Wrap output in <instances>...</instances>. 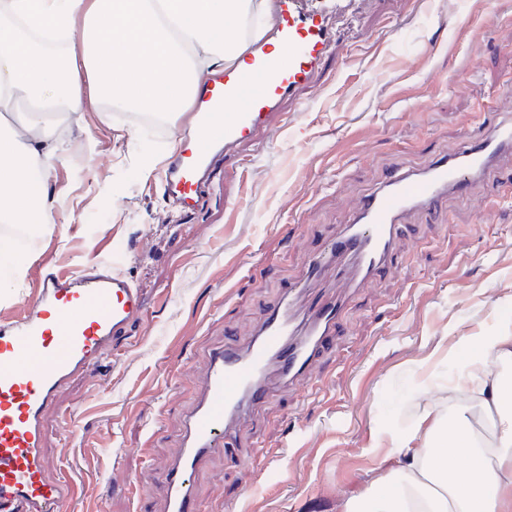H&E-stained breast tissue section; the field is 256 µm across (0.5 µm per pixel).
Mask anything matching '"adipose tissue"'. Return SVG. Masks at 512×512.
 <instances>
[{
  "label": "adipose tissue",
  "mask_w": 512,
  "mask_h": 512,
  "mask_svg": "<svg viewBox=\"0 0 512 512\" xmlns=\"http://www.w3.org/2000/svg\"><path fill=\"white\" fill-rule=\"evenodd\" d=\"M0 0V223L47 224L62 193L49 174L64 152L52 105L71 111L109 100L156 115L183 111L217 63L242 66L246 31L271 20L266 0ZM82 26L79 55L58 66L43 33ZM479 356L458 371L491 419L482 439L468 408L427 413L409 434L391 436L411 460L394 491L355 512H512V384L484 368L512 363V321L476 336Z\"/></svg>",
  "instance_id": "1"
}]
</instances>
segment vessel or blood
<instances>
[{
	"mask_svg": "<svg viewBox=\"0 0 512 512\" xmlns=\"http://www.w3.org/2000/svg\"><path fill=\"white\" fill-rule=\"evenodd\" d=\"M275 10L272 35L252 42L244 67L217 72L197 90L192 146L163 175L182 212L197 207L222 153L256 141L282 104H299V90L336 47L324 0H275ZM228 100L235 111H225ZM511 151L512 122L503 121L422 172H390L359 200L351 230L331 246L332 258L353 261L358 280L374 277L411 213L436 216L449 194L495 178L498 158ZM294 305L290 294L267 310L245 348L210 353L177 455L163 472L140 478L141 500L156 494L162 512H200L195 475L203 462L234 439L247 409L270 401L272 378L292 385L307 377L335 336L345 302L334 295L309 304L301 332L292 325ZM143 311L135 283L102 266L48 273L19 315L0 318V512H56L67 499L68 488L52 477L44 454L45 415L77 373L119 354Z\"/></svg>",
	"mask_w": 512,
	"mask_h": 512,
	"instance_id": "vessel-or-blood-1",
	"label": "vessel or blood"
}]
</instances>
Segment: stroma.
<instances>
[{
  "instance_id": "1",
  "label": "stroma",
  "mask_w": 512,
  "mask_h": 512,
  "mask_svg": "<svg viewBox=\"0 0 512 512\" xmlns=\"http://www.w3.org/2000/svg\"><path fill=\"white\" fill-rule=\"evenodd\" d=\"M337 25L304 107L217 162L192 215L161 178L191 111L149 126L124 104H87L61 128L49 182L63 202L16 243L27 273L0 288V316L50 271L105 260L141 289L146 316L122 356L75 376L47 413L45 455L70 489L59 512H137L130 488L170 465L209 353L246 344L288 283L335 287V269L311 282L307 267L388 172L512 117V0H358ZM501 179L413 217L306 382L276 389L205 461L203 512H348L391 487L405 461L387 417L406 410L412 430L433 405L452 414L448 381L479 353L469 337L512 319V160Z\"/></svg>"
}]
</instances>
